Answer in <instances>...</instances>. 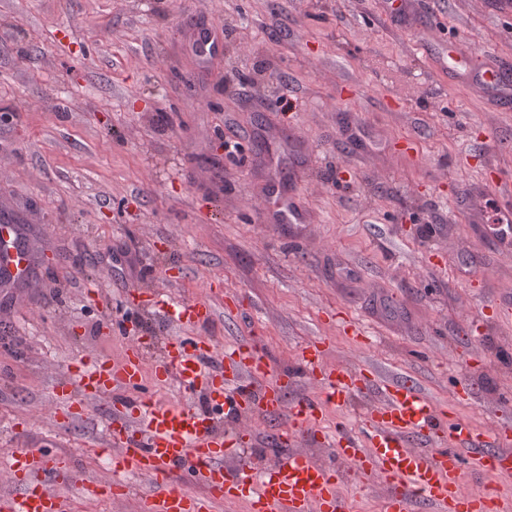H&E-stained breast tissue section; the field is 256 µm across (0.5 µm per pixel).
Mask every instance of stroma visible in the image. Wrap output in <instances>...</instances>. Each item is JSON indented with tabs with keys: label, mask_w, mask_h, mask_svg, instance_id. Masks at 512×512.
<instances>
[{
	"label": "stroma",
	"mask_w": 512,
	"mask_h": 512,
	"mask_svg": "<svg viewBox=\"0 0 512 512\" xmlns=\"http://www.w3.org/2000/svg\"><path fill=\"white\" fill-rule=\"evenodd\" d=\"M0 0V214L25 228L34 288L0 289V469L11 449L69 453L80 479H109L104 413L55 429L53 386L83 356L151 344L143 389L200 405L154 362L180 334L166 302L208 301L216 348L248 343L273 373L296 372L322 338L327 363L410 375L449 422L512 426V256L484 247L456 196L512 187V109L449 80L423 39L474 66L512 64V0ZM221 35L204 62L192 42ZM289 93L298 106L282 111ZM413 151H405V141ZM294 192L303 224L263 213ZM354 320L373 336L354 346ZM473 394L453 400L459 382ZM367 406L325 405L305 442L331 453ZM241 429L255 465L289 450L277 423ZM62 485L73 512H138ZM351 512H383L384 490L344 469Z\"/></svg>",
	"instance_id": "stroma-1"
}]
</instances>
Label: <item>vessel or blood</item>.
I'll list each match as a JSON object with an SVG mask.
<instances>
[{"mask_svg":"<svg viewBox=\"0 0 512 512\" xmlns=\"http://www.w3.org/2000/svg\"><path fill=\"white\" fill-rule=\"evenodd\" d=\"M439 59L449 74L465 75L483 87L501 107L512 105V82L503 69H475L456 46L442 48ZM458 211L468 223L486 227L485 244L512 248V206L489 204L483 191L460 197ZM276 224H299L303 212L292 198H279L269 212ZM17 225L0 222V252H10L17 274L32 262L25 252L11 251ZM172 318L193 327L212 321L214 310L201 302L174 306ZM147 343L133 337L119 362L82 359L75 372L56 384L53 424L83 415L87 405L110 408L107 447L119 470L138 475L152 487L141 512H212L217 502L241 501L250 512H348L339 491V463L357 473L383 480L384 512H410L414 503L430 512H512L495 490L465 494L460 490L463 463L478 471L512 474V430L494 435L456 422L423 395L408 378L385 381L350 368L323 365L322 342L304 346L299 359L318 387L315 395L288 400L287 379L270 380L263 355L245 344H233L215 354L203 336H174L154 364L158 379L176 378L187 390L201 393L205 406L195 409L139 397ZM371 402L362 416L363 434L338 433L336 464L318 461L296 450L273 465L259 469L243 461L242 449L225 439L218 416L288 418L290 433L311 431L312 419L328 403L349 404L355 397ZM454 447H442L445 438ZM66 455L20 448L0 472V512H68L69 502L53 478L67 470ZM180 471L199 481L204 494L191 495L170 480Z\"/></svg>","mask_w":512,"mask_h":512,"instance_id":"obj_1","label":"vessel or blood"}]
</instances>
